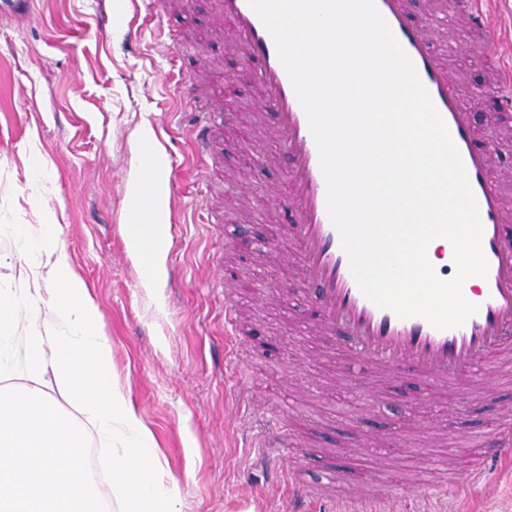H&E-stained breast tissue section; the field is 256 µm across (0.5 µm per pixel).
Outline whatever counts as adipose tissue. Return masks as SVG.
<instances>
[{
  "mask_svg": "<svg viewBox=\"0 0 512 512\" xmlns=\"http://www.w3.org/2000/svg\"><path fill=\"white\" fill-rule=\"evenodd\" d=\"M128 212L129 236L141 254L147 273H154L160 258L156 244L159 195L158 181L153 169L147 168L136 177L130 187Z\"/></svg>",
  "mask_w": 512,
  "mask_h": 512,
  "instance_id": "obj_1",
  "label": "adipose tissue"
}]
</instances>
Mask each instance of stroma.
<instances>
[{
	"instance_id": "obj_1",
	"label": "stroma",
	"mask_w": 512,
	"mask_h": 512,
	"mask_svg": "<svg viewBox=\"0 0 512 512\" xmlns=\"http://www.w3.org/2000/svg\"><path fill=\"white\" fill-rule=\"evenodd\" d=\"M164 0L143 20L130 0H27L0 19V216L38 224L53 212L74 271L99 304L120 383L179 484L183 512H290L288 488L260 464L255 425L278 415L273 455L311 483L332 473L435 502L442 512H512V469L488 465L459 488L419 472L465 436L492 438L498 403L512 404V361L483 402L448 415V395L354 361L345 336L309 332L313 309L295 265L268 264L260 240L292 217L270 202L290 161L275 152L273 112H252L249 64L226 45L215 0L178 10ZM498 52L458 49L464 22L435 35L474 127L503 140L494 176L512 209V119L492 110L496 59L512 61V0H493ZM178 48L160 43L159 30ZM198 73L224 114L222 160L200 162L184 123V80ZM168 158L166 241L154 278L128 242V190L145 162L142 130ZM47 168L30 183L32 150ZM271 155L260 175L248 160ZM251 229L234 252L225 229ZM242 290L238 338L224 335V284Z\"/></svg>"
}]
</instances>
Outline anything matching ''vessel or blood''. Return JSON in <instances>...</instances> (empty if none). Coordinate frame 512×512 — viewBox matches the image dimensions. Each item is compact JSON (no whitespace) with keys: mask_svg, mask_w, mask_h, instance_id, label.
Here are the masks:
<instances>
[{"mask_svg":"<svg viewBox=\"0 0 512 512\" xmlns=\"http://www.w3.org/2000/svg\"><path fill=\"white\" fill-rule=\"evenodd\" d=\"M375 5L413 63L465 166L488 262L479 288L463 290L464 297L478 310L463 325L440 330L420 316L399 317L363 295L330 221L319 152L274 41L247 0H217L218 13L229 24L231 47L256 66L254 82L259 96L253 106L260 112H274L276 140L291 161L289 190L272 195L271 201L289 210L294 221L282 237L262 243L261 248L274 262L297 258L300 283L317 310L316 331L342 332L358 360L389 372L426 377L434 390L452 387L457 401L465 403L482 378L478 366L504 355L502 340L512 331V244L504 235L512 212L506 209L502 190L491 177L497 143L477 142L469 111L436 50L434 35L462 12L491 52L496 39L493 18L486 0H448L443 17L422 22L413 18L410 0H375ZM494 92L500 111L511 112V68L501 71ZM509 456L512 422L495 433L493 448L484 458L502 460ZM278 478L288 485L294 505L311 499L309 488L293 471L281 470ZM334 498L342 503V512H390L393 500L389 493L366 496L341 486Z\"/></svg>","mask_w":512,"mask_h":512,"instance_id":"obj_1","label":"vessel or blood"}]
</instances>
